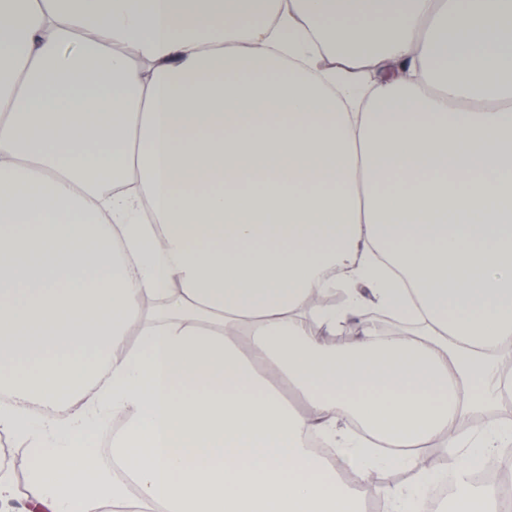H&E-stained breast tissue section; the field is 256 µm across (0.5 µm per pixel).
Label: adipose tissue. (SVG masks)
I'll return each instance as SVG.
<instances>
[{
    "instance_id": "obj_1",
    "label": "adipose tissue",
    "mask_w": 512,
    "mask_h": 512,
    "mask_svg": "<svg viewBox=\"0 0 512 512\" xmlns=\"http://www.w3.org/2000/svg\"><path fill=\"white\" fill-rule=\"evenodd\" d=\"M364 308L409 329L325 343ZM511 345L512 0H0V503L507 512Z\"/></svg>"
}]
</instances>
